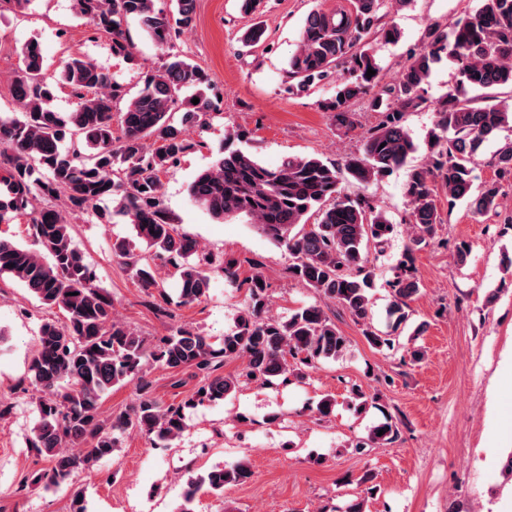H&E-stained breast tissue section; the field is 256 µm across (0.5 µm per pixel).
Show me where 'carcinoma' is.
Instances as JSON below:
<instances>
[{"mask_svg": "<svg viewBox=\"0 0 512 512\" xmlns=\"http://www.w3.org/2000/svg\"><path fill=\"white\" fill-rule=\"evenodd\" d=\"M409 0H353L352 9L336 13L311 11L300 32L298 50L288 60L299 93L338 74L336 92L324 104L334 122L354 127L351 104L379 82L381 66L367 41L388 6ZM77 14L112 35V52L132 56L127 27L136 22L159 48L167 47L194 20L196 0H174V11L155 9L154 0H74ZM13 97L21 117H0V223L22 213L30 199L64 198L71 211L83 212L108 197L121 198L120 213L128 216L136 237L164 256L179 276L178 305L200 301L209 288L208 270L218 264L224 277L245 288L243 309L219 344L198 328L179 325L148 345L126 325L112 319V302L94 284L93 272L74 244L67 217L54 208L42 209L30 225L33 246L0 238V275L8 274L28 288L46 307L66 313L63 324L47 318L39 327V346L27 369L38 421L30 447L49 466L27 478V485L49 491L71 482L75 472L91 470L112 458L121 437L135 430L149 438L170 441L186 430V410L222 400L240 384L255 379L263 385L301 378L320 362L336 359L348 341L319 305L302 307L284 318L266 315L267 285L260 272L239 279L236 259H217L196 240L177 231L163 206L160 173L174 166L190 148L184 129L170 121L169 110L181 91L197 88L182 100L188 119L199 120L216 110L199 86L202 69L179 55L145 77L143 87L119 113L121 135H114V103L120 89L91 60L69 57L58 78L45 76L38 43L21 51ZM454 63V84L436 103L424 84L442 59ZM376 74L369 77L367 70ZM62 83L78 99L67 113L53 110L54 85ZM512 89V0H481L472 13L449 26L428 28L420 50H412L394 85L369 99L379 123L363 136V152L343 166L315 157H293L277 167L261 163L239 146L244 132L231 129L215 162L189 185L191 199L216 220L249 218L268 240L291 258V277L359 319L368 317L375 283L370 247L384 244L394 231L383 211L363 198L344 194L350 177L369 184L408 163L418 147L405 128L406 114L426 107L435 115L425 160L409 168L405 197L414 228L412 246L388 282L392 332L370 327L367 343L391 349L393 333L409 320L411 302L419 292L414 275V250L434 241L442 223L438 198L448 208L465 200L476 212L500 206L501 182L512 178V143L500 148L496 178L473 190V167L483 144L512 124V94L494 106L478 104L475 91L486 94ZM199 103H192L193 98ZM70 139L66 153L61 145ZM317 221L307 223L308 215ZM114 255L128 259L144 288L158 289L168 301L148 259L133 253L125 239L112 243ZM242 359L238 373H218L224 364ZM158 364L169 369L194 368L202 373L192 394L167 407L152 396L147 370ZM135 381L138 397L128 412L110 419L101 415L102 399L116 386ZM383 435H378L379 430ZM399 429L393 418L373 426L367 440L390 443ZM252 473L241 464L189 476L181 512L207 487L244 483Z\"/></svg>", "mask_w": 512, "mask_h": 512, "instance_id": "cac0c4a2", "label": "carcinoma"}]
</instances>
